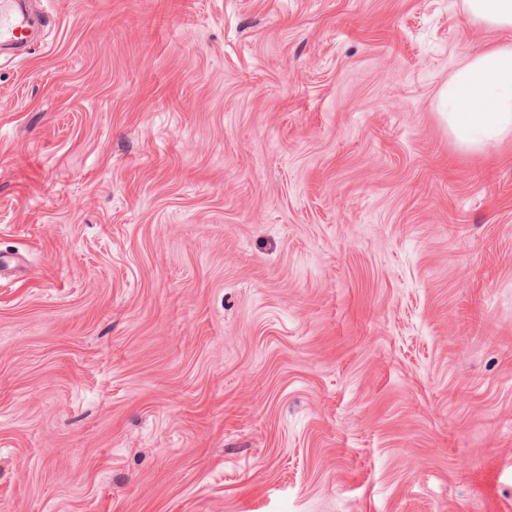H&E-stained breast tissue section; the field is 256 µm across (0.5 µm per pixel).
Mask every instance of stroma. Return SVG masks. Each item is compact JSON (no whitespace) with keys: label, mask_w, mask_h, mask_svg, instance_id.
Masks as SVG:
<instances>
[{"label":"stroma","mask_w":512,"mask_h":512,"mask_svg":"<svg viewBox=\"0 0 512 512\" xmlns=\"http://www.w3.org/2000/svg\"><path fill=\"white\" fill-rule=\"evenodd\" d=\"M0 58V512H512V144L462 0H32ZM438 114L459 151L482 156L512 142V42L460 61L437 93Z\"/></svg>","instance_id":"1"}]
</instances>
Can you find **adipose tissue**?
<instances>
[{"label": "adipose tissue", "instance_id": "ef3b65f1", "mask_svg": "<svg viewBox=\"0 0 512 512\" xmlns=\"http://www.w3.org/2000/svg\"><path fill=\"white\" fill-rule=\"evenodd\" d=\"M478 26L512 30V0H463ZM439 116L459 151L482 156L512 142V42L460 61L437 93Z\"/></svg>", "mask_w": 512, "mask_h": 512}]
</instances>
